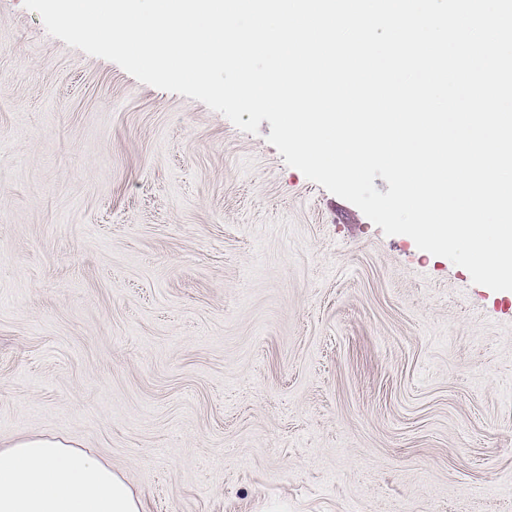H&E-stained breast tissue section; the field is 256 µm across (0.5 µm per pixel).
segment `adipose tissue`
I'll return each instance as SVG.
<instances>
[{
  "label": "adipose tissue",
  "instance_id": "adipose-tissue-1",
  "mask_svg": "<svg viewBox=\"0 0 512 512\" xmlns=\"http://www.w3.org/2000/svg\"><path fill=\"white\" fill-rule=\"evenodd\" d=\"M140 496L93 455L53 438L0 447V512H142Z\"/></svg>",
  "mask_w": 512,
  "mask_h": 512
}]
</instances>
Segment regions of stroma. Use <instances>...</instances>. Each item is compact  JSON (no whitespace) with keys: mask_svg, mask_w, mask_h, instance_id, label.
<instances>
[{"mask_svg":"<svg viewBox=\"0 0 512 512\" xmlns=\"http://www.w3.org/2000/svg\"><path fill=\"white\" fill-rule=\"evenodd\" d=\"M0 0V443L144 512H512V293Z\"/></svg>","mask_w":512,"mask_h":512,"instance_id":"35a3bbf8","label":"stroma"}]
</instances>
